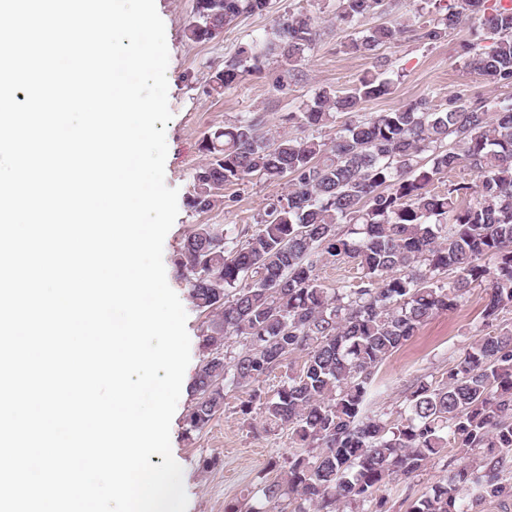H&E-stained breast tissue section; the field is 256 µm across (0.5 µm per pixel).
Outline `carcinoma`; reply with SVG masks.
<instances>
[{
  "label": "carcinoma",
  "instance_id": "1",
  "mask_svg": "<svg viewBox=\"0 0 512 512\" xmlns=\"http://www.w3.org/2000/svg\"><path fill=\"white\" fill-rule=\"evenodd\" d=\"M424 3L445 13L421 27V40L437 43L470 23L477 41L466 45L467 66L512 84L511 6ZM267 8L268 0H196L185 37L210 41L240 15ZM390 8L385 0H338L336 24ZM402 31L397 21L362 31L350 49L376 59ZM314 42L313 19L290 13L271 37L242 46L214 71L210 91L224 95L273 59L283 67L276 87L285 91ZM391 90L378 69L345 93L318 90L285 121L317 131ZM201 149L207 160L194 169L192 212L213 210L226 187L245 181L291 185L255 224L225 231L196 224L177 251L190 297L212 313L187 430L204 429L224 406L227 380L250 388L243 416L259 408L268 430L288 429L302 449L283 464L271 461L277 476L257 505L230 502L224 512H369L382 487L416 476L448 448L461 463L409 512H480L489 499L512 498V328L480 337L446 377L418 380L399 419L367 410L377 367L433 315L457 309L477 287L486 295L484 326L512 309V102L490 108L461 92L440 105L421 98L346 121L328 142L274 135L263 115L249 112L204 138ZM460 168L474 179L445 182ZM346 259L356 262L357 280L322 287L317 268ZM232 336L243 347L229 357ZM296 354L301 369L266 392V378Z\"/></svg>",
  "mask_w": 512,
  "mask_h": 512
}]
</instances>
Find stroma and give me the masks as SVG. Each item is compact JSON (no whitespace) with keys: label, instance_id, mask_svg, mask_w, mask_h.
Wrapping results in <instances>:
<instances>
[{"label":"stroma","instance_id":"1","mask_svg":"<svg viewBox=\"0 0 512 512\" xmlns=\"http://www.w3.org/2000/svg\"><path fill=\"white\" fill-rule=\"evenodd\" d=\"M336 6L337 0H270L266 13L241 15L220 37L195 43L184 35V28L194 14L195 0H156L169 50L168 103L172 118L166 127L165 182L177 189L181 203L164 241L163 261L167 281L187 313L191 360L184 375L185 384H192L199 368L208 316L194 305L175 264L180 242L196 224H221L228 229L251 224L267 199L288 191L284 183L245 182L225 189L223 201L211 212H191L185 201L193 191L192 173L205 160L200 143L209 132L246 112L263 115L268 129L298 136V129L284 121L287 113L298 111L318 89L349 88L364 73L373 70L376 59L351 53L347 45L357 32L384 23V16L371 13L358 22L340 26L334 20ZM422 6V0H399L392 16L404 23L405 30L379 52L393 82L392 91L365 102L360 117L388 112L422 97L441 104L449 94L458 91L474 100L495 102L511 98L512 88L494 84L467 67L465 45L472 38L469 26L450 31L445 40L435 44L420 39ZM297 10L313 17L316 41L297 65V79L287 91L277 90L279 68L269 62L261 72L245 75L239 85L223 96L210 94L212 72L234 59L244 44L268 36L279 18ZM484 299L483 289H473L457 309L434 316L392 354L378 369L379 391L370 401L371 410L397 419L417 378L441 377L454 360L483 336L486 329L480 312ZM248 394V388L225 385L223 408L204 430L193 433L187 432L185 418L195 402L194 395L189 392L180 397L171 422L170 440L172 455L183 469L187 512H224L225 504L258 491L271 479L269 461H283L294 455L288 430L268 434L260 410H253L246 417L240 414L239 406ZM209 458L215 459L216 464L207 469L203 462ZM457 463L456 453L451 450L428 463L419 476L393 481L386 491V512H407L413 499L445 478L449 468Z\"/></svg>","mask_w":512,"mask_h":512}]
</instances>
